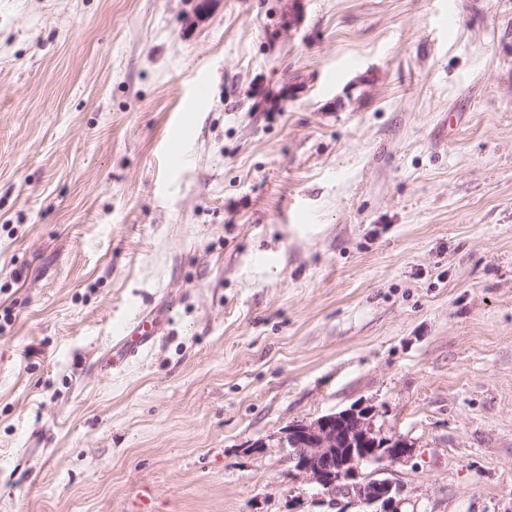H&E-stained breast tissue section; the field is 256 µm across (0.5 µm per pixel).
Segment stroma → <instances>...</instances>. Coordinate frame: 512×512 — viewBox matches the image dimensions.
<instances>
[{
	"label": "stroma",
	"mask_w": 512,
	"mask_h": 512,
	"mask_svg": "<svg viewBox=\"0 0 512 512\" xmlns=\"http://www.w3.org/2000/svg\"><path fill=\"white\" fill-rule=\"evenodd\" d=\"M4 308L0 512H331L360 401L512 512V0H0ZM157 331V326L147 320H142L131 331L127 328L124 337L117 343L116 354L112 355V367H122L138 353L139 349L149 347L155 341ZM132 335H135V340L132 339Z\"/></svg>",
	"instance_id": "obj_1"
}]
</instances>
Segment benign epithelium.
I'll list each match as a JSON object with an SVG mask.
<instances>
[{
  "mask_svg": "<svg viewBox=\"0 0 512 512\" xmlns=\"http://www.w3.org/2000/svg\"><path fill=\"white\" fill-rule=\"evenodd\" d=\"M379 417L375 406L359 402L291 424L253 447L267 448L272 442L291 449L295 469L320 489L313 500L317 505L338 512H349L354 505L362 512H402L401 487L382 474L387 465L411 457L415 444L406 436L388 433ZM368 467L372 471L363 473Z\"/></svg>",
  "mask_w": 512,
  "mask_h": 512,
  "instance_id": "1",
  "label": "benign epithelium"
}]
</instances>
